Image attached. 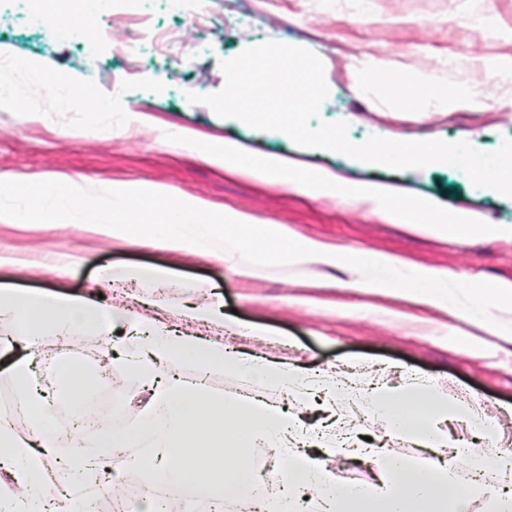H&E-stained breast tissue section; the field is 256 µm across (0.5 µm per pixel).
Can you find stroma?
<instances>
[{
	"label": "stroma",
	"instance_id": "obj_1",
	"mask_svg": "<svg viewBox=\"0 0 512 512\" xmlns=\"http://www.w3.org/2000/svg\"><path fill=\"white\" fill-rule=\"evenodd\" d=\"M363 13L337 7L336 0H206L212 30L200 31L196 0L179 14L165 0H142L135 15L117 21L112 41L96 43L97 62L80 61L77 42L51 44L43 22L34 21L23 0L11 16L0 14V46L13 69L16 95L0 98V177L31 182L49 176L74 180L86 189L140 182L164 187L177 197L200 198L218 211L248 214L259 224H278L293 235L321 243L325 252L284 268L235 274L212 255L174 252L153 244L124 246L107 236L69 224H14L0 220V287L67 295L102 296L156 317L178 331L207 335L150 304L154 286L136 282L100 288L102 269L163 266L164 298L197 300L196 286L214 284L222 312L284 337V344L228 335L225 346L317 371L335 365L383 368L391 384L403 374L448 384L449 399L480 402L512 437V303L488 308L479 323L448 311L402 301L389 286L415 269L459 278L512 284V198L473 185L467 174L444 164L397 171L347 155L295 145L278 131L261 132L237 119L217 117L190 103L188 93L210 94L224 85L221 60L273 40L301 46L324 63L329 94L319 110L324 122L346 121L350 141L380 136L397 141L465 140L485 152L512 139V83L487 80L467 58L512 60V0H364ZM192 40L189 48L156 52L140 23ZM139 47L128 58L121 44ZM460 60L448 69V57ZM377 59L407 73L430 72L448 86H464L484 108L450 112L435 104L391 102L356 89L360 62ZM44 76L72 88L89 82L124 109L80 114L47 108L28 89L29 63ZM230 141L255 153L283 156L303 168L323 169L347 184L378 183L399 197L434 198L485 223L508 227L509 235L456 242L388 217L371 206L315 197L259 179L224 172L184 135ZM351 247L398 259L395 267H343L330 252ZM382 283L381 292L351 289L355 280ZM0 323V397H18L8 365L29 359L45 373L55 359L47 346L9 340Z\"/></svg>",
	"mask_w": 512,
	"mask_h": 512
}]
</instances>
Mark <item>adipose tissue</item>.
I'll return each instance as SVG.
<instances>
[{"label":"adipose tissue","instance_id":"obj_1","mask_svg":"<svg viewBox=\"0 0 512 512\" xmlns=\"http://www.w3.org/2000/svg\"><path fill=\"white\" fill-rule=\"evenodd\" d=\"M364 81L377 94L406 103L430 94L445 109H477L483 102L463 87L454 89L433 74H407L383 61L365 62ZM203 153L225 170L262 180L277 179L343 201L363 202L403 214L408 223L431 232L464 240L476 232L500 234L497 224H480L469 213H453L435 200L397 198L380 184L359 188L337 182L327 171L313 172L288 166L277 155L253 154L236 148ZM448 276L422 269L397 283L400 297L421 304L450 302ZM189 324H208L227 333L241 332L234 318L223 314L213 296L178 308ZM0 322L9 323L17 341L30 343L45 335L79 339L97 336L111 347L112 333L128 328L118 362L149 388L134 423L114 425L107 412L95 410L100 426L96 447L77 448L48 468L54 451L57 425L30 385V363L16 361L12 375L27 408L23 424L0 421V462L9 465L12 485L0 487V512H29V505L46 499L48 487L61 494L77 489L87 471L96 469L115 486L131 471L160 476L174 489L205 480L224 502L225 512H469L473 496L484 497L492 512H512V447L499 444L495 418L471 406L450 404L441 386L408 381L397 386L380 377L341 372L331 368L315 373L282 362L230 351L223 341L182 336L128 308L90 296L30 294L0 289ZM169 366L171 377L156 376L157 365ZM191 375H184V368ZM217 371L246 379L254 386H276L284 401L273 404L250 395L227 396L212 391L208 377ZM321 392L327 405L343 399L355 404L385 434L420 448L417 457L393 453L373 445L357 431L337 430L335 424L316 429L302 426L298 413L308 409L313 392ZM455 419L472 431L471 443L459 446L455 457L470 472L459 482L445 457L448 434L442 428ZM125 449L122 460L111 451ZM272 452L277 467L275 482L260 478L240 456V449ZM342 455L374 465L372 480H342L329 458Z\"/></svg>","mask_w":512,"mask_h":512}]
</instances>
